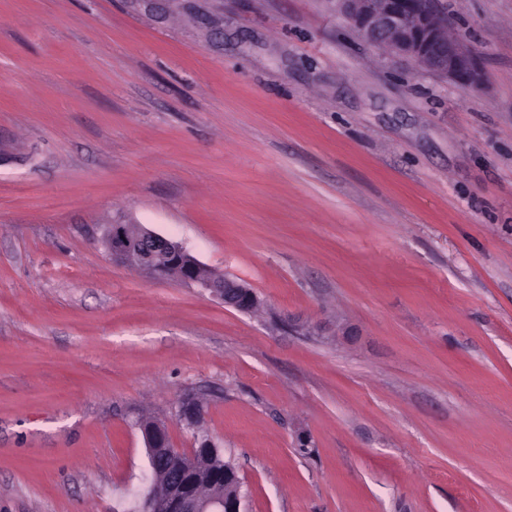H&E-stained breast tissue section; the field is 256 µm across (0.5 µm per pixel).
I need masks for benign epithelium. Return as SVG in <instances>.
<instances>
[{"mask_svg":"<svg viewBox=\"0 0 512 512\" xmlns=\"http://www.w3.org/2000/svg\"><path fill=\"white\" fill-rule=\"evenodd\" d=\"M339 12L368 43L381 46L421 69L471 88L484 85V73L476 52L448 34V16L438 0H334ZM129 225L108 226L104 244L112 260L156 277L163 267L155 256L163 252L170 265L182 268L180 278L212 291L224 306L252 312L260 301L251 286L240 279L211 271L200 276L202 264L177 242L144 227L135 232ZM203 413L189 401L178 407L180 425L199 430ZM149 463L158 472L156 488L145 496L143 512H240L239 491L220 490L221 471L213 467L215 443L182 453L173 446L167 425L141 427Z\"/></svg>","mask_w":512,"mask_h":512,"instance_id":"benign-epithelium-1","label":"benign epithelium"}]
</instances>
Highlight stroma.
<instances>
[{
	"instance_id": "35a3bbf8",
	"label": "stroma",
	"mask_w": 512,
	"mask_h": 512,
	"mask_svg": "<svg viewBox=\"0 0 512 512\" xmlns=\"http://www.w3.org/2000/svg\"><path fill=\"white\" fill-rule=\"evenodd\" d=\"M440 6L481 90L332 0H0V512H134L186 397L240 512H512V0ZM128 228V224L115 223L110 224L106 230L104 244L113 261L162 278L163 267L155 263V256L158 252H163L169 258L171 266L182 267L179 275L182 280L211 290L224 300L226 307L252 312L260 306L256 293L246 281L212 270H209L208 277L201 278L202 264L179 243L141 226H137L133 234Z\"/></svg>"
}]
</instances>
